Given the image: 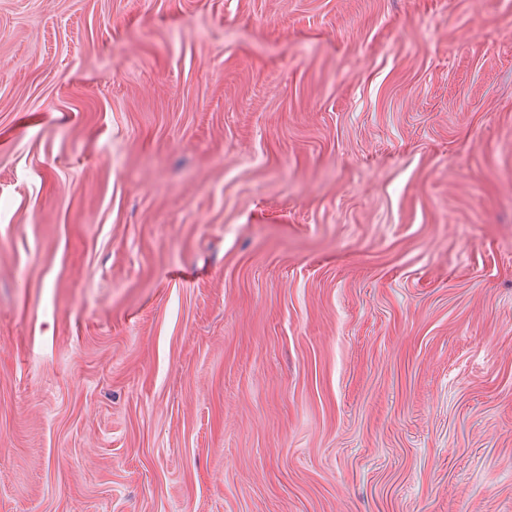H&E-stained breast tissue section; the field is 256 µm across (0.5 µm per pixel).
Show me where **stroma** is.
<instances>
[{"label": "stroma", "mask_w": 512, "mask_h": 512, "mask_svg": "<svg viewBox=\"0 0 512 512\" xmlns=\"http://www.w3.org/2000/svg\"><path fill=\"white\" fill-rule=\"evenodd\" d=\"M0 512H512V0H0Z\"/></svg>", "instance_id": "1"}]
</instances>
